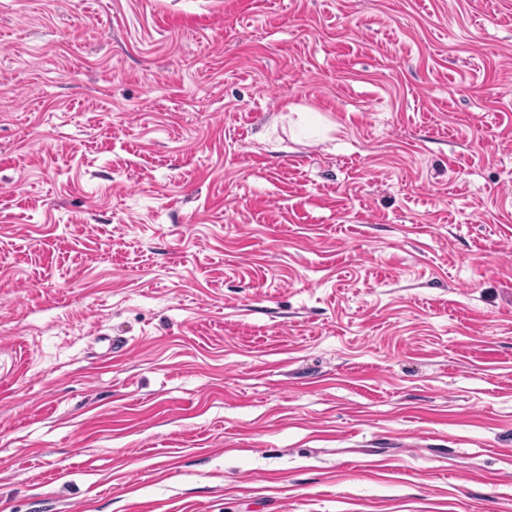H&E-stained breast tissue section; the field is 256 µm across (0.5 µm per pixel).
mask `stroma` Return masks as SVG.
Masks as SVG:
<instances>
[{"label": "stroma", "instance_id": "35a3bbf8", "mask_svg": "<svg viewBox=\"0 0 512 512\" xmlns=\"http://www.w3.org/2000/svg\"><path fill=\"white\" fill-rule=\"evenodd\" d=\"M0 512H512V0H0Z\"/></svg>", "mask_w": 512, "mask_h": 512}]
</instances>
